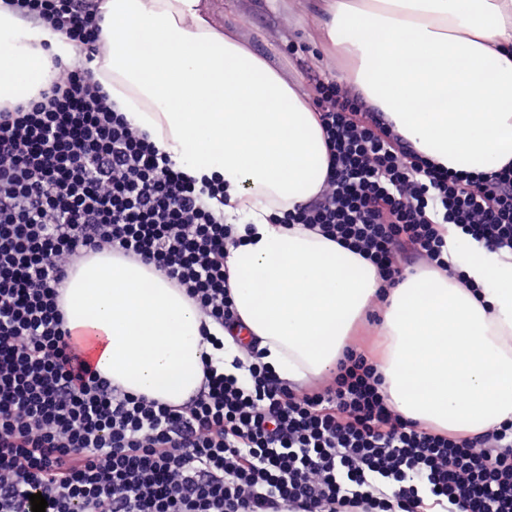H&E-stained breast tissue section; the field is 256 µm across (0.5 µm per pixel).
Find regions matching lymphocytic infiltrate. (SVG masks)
<instances>
[{
  "mask_svg": "<svg viewBox=\"0 0 512 512\" xmlns=\"http://www.w3.org/2000/svg\"><path fill=\"white\" fill-rule=\"evenodd\" d=\"M64 31L35 99L0 106V512H512V421L457 437L385 401L351 343L323 385L280 381L248 350L250 377L203 362L171 405L88 367L60 308L75 262L110 252L184 290L224 350L239 317L224 264L234 227L224 181L194 178L115 110L94 78L98 0H0ZM326 137L320 194L285 213L375 266L386 286L417 262L448 267L447 225L512 259V164L480 179L410 149L380 112L313 79Z\"/></svg>",
  "mask_w": 512,
  "mask_h": 512,
  "instance_id": "1",
  "label": "lymphocytic infiltrate"
}]
</instances>
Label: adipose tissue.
Instances as JSON below:
<instances>
[{
	"label": "adipose tissue",
	"instance_id": "1",
	"mask_svg": "<svg viewBox=\"0 0 512 512\" xmlns=\"http://www.w3.org/2000/svg\"><path fill=\"white\" fill-rule=\"evenodd\" d=\"M338 79L419 154L485 175L512 162V0H315ZM98 81L157 148L226 184L224 219L257 235L229 247L237 313L284 382L335 371L355 320L385 292L379 364L388 405L420 428L476 435L512 420V264L472 249L452 271L392 288L358 254L272 216L307 204L328 174L301 83L217 25L207 0H102ZM0 102L35 96L72 43L0 6ZM479 285L473 296L471 285ZM67 326L96 369L137 396L179 404L211 354L193 302L163 273L101 253L73 268Z\"/></svg>",
	"mask_w": 512,
	"mask_h": 512
}]
</instances>
